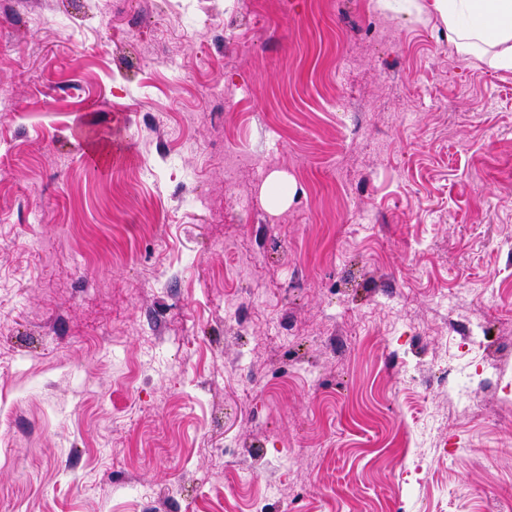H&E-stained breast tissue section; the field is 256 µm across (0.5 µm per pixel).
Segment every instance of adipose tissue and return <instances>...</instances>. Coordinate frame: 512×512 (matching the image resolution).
Returning <instances> with one entry per match:
<instances>
[{
  "mask_svg": "<svg viewBox=\"0 0 512 512\" xmlns=\"http://www.w3.org/2000/svg\"><path fill=\"white\" fill-rule=\"evenodd\" d=\"M396 14L439 20L464 58L512 71V0H378Z\"/></svg>",
  "mask_w": 512,
  "mask_h": 512,
  "instance_id": "obj_1",
  "label": "adipose tissue"
}]
</instances>
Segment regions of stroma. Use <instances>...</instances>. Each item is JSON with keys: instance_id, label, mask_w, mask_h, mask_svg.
Returning a JSON list of instances; mask_svg holds the SVG:
<instances>
[{"instance_id": "35a3bbf8", "label": "stroma", "mask_w": 512, "mask_h": 512, "mask_svg": "<svg viewBox=\"0 0 512 512\" xmlns=\"http://www.w3.org/2000/svg\"><path fill=\"white\" fill-rule=\"evenodd\" d=\"M511 236L436 21L0 0V512H512Z\"/></svg>"}]
</instances>
